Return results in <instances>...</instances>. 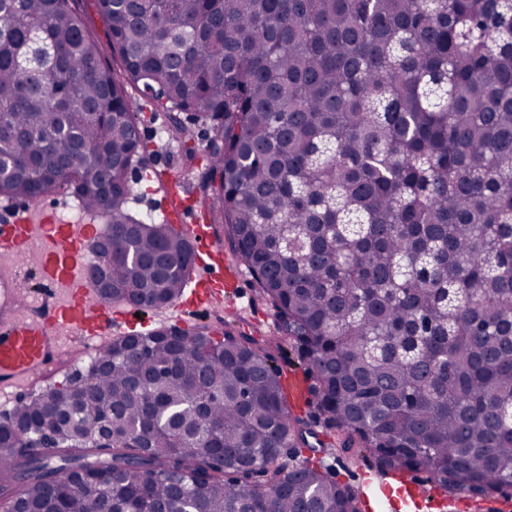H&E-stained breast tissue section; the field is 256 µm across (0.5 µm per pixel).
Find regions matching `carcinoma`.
Segmentation results:
<instances>
[{"instance_id":"obj_1","label":"carcinoma","mask_w":512,"mask_h":512,"mask_svg":"<svg viewBox=\"0 0 512 512\" xmlns=\"http://www.w3.org/2000/svg\"><path fill=\"white\" fill-rule=\"evenodd\" d=\"M0 0V199L65 189L112 225L99 304L178 299L190 235L128 208L169 113L208 219L276 313L92 359L0 421L17 512H358L306 461L274 354L296 347L341 449L479 498L512 487V0ZM105 150L91 166L76 142Z\"/></svg>"}]
</instances>
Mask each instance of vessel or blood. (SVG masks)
Masks as SVG:
<instances>
[{
	"label": "vessel or blood",
	"mask_w": 512,
	"mask_h": 512,
	"mask_svg": "<svg viewBox=\"0 0 512 512\" xmlns=\"http://www.w3.org/2000/svg\"><path fill=\"white\" fill-rule=\"evenodd\" d=\"M88 230L85 224L60 223L51 211L41 212L35 222L23 214L15 223L0 227V256L6 259L0 270L9 273V287L22 283V276L12 273L14 263L37 241L41 244L36 263L38 282L55 296L40 318H13L0 325L1 386L21 389L34 375L55 365L61 332L74 331L93 340L111 326V307L91 305L93 285L83 274V238ZM224 263L225 282L238 284L245 279L246 272L239 264L230 260ZM225 282L198 280L187 304L199 308L212 304L222 295ZM424 494L423 486L405 482L378 490L377 499L387 503L392 512H414Z\"/></svg>",
	"instance_id": "vessel-or-blood-1"
}]
</instances>
